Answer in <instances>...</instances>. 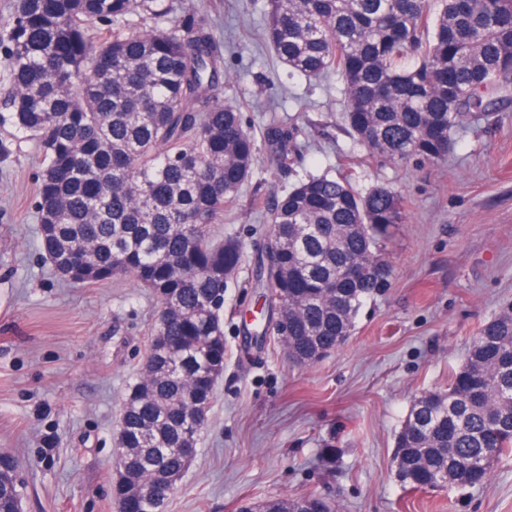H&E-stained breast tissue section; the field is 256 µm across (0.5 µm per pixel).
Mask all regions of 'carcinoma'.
<instances>
[{
	"label": "carcinoma",
	"mask_w": 512,
	"mask_h": 512,
	"mask_svg": "<svg viewBox=\"0 0 512 512\" xmlns=\"http://www.w3.org/2000/svg\"><path fill=\"white\" fill-rule=\"evenodd\" d=\"M264 41L294 73L336 75L349 134L394 167L446 162L456 129L512 88V0H267ZM230 79L214 23L172 0H18L0 16V154L18 142L39 153V249L67 282L129 276L158 302L120 410L118 512H157L173 495L224 373V288L243 249L213 242L210 224L257 162L254 135L221 99ZM264 137L288 167L293 126L272 114ZM405 220L395 191L345 177L275 197L255 287L276 317L262 333L286 318L298 366L338 349L388 286ZM423 395L396 441L407 487L484 484L491 468L476 459L512 451V304L478 331L448 388ZM18 468L1 449L0 512H16ZM304 508L302 497L259 504Z\"/></svg>",
	"instance_id": "1"
}]
</instances>
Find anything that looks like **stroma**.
<instances>
[{
  "label": "stroma",
  "instance_id": "obj_1",
  "mask_svg": "<svg viewBox=\"0 0 512 512\" xmlns=\"http://www.w3.org/2000/svg\"><path fill=\"white\" fill-rule=\"evenodd\" d=\"M204 6L234 80L223 99L260 134L286 109L298 152L288 168L259 152L253 175L211 234L236 238L244 260L224 290V374L190 467L166 512H237L245 501L314 494L336 512H512V451L462 492L410 491L394 464L416 397L444 389L472 339L512 303V98L454 134L439 167H393L348 134L335 77L290 72L260 41L265 0H173ZM41 162L22 144L0 156V448L19 461L24 512H117L112 497L121 404L146 357L150 289L133 278L69 284L37 247ZM360 191L389 187L406 221L389 245L390 285L319 362L292 364L261 337L266 289L254 261L266 241L255 197L313 175Z\"/></svg>",
  "mask_w": 512,
  "mask_h": 512
}]
</instances>
